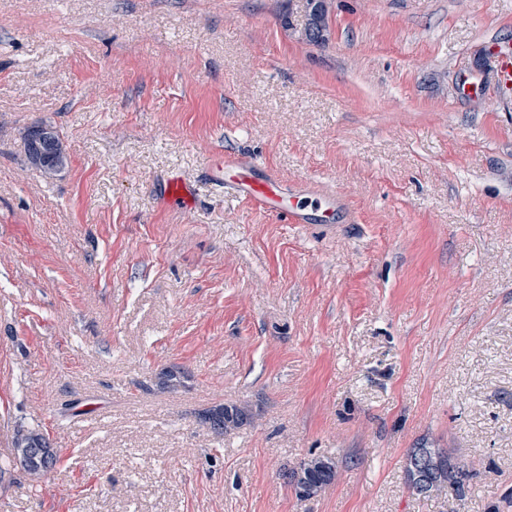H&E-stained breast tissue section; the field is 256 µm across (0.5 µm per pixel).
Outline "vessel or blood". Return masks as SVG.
I'll return each instance as SVG.
<instances>
[{
    "label": "vessel or blood",
    "instance_id": "obj_1",
    "mask_svg": "<svg viewBox=\"0 0 512 512\" xmlns=\"http://www.w3.org/2000/svg\"><path fill=\"white\" fill-rule=\"evenodd\" d=\"M490 51L495 57L494 84L498 93H512V52L502 49L497 44H490ZM211 175L218 183L231 189L239 198L251 207L276 216L288 217L291 223L303 224L308 220V209L312 202H319L322 209L318 220L323 224L333 223L336 213V200L329 195H320L318 200L298 197L290 201L283 200L280 182L274 175L256 177L250 159L238 155H224ZM191 190L180 177L170 178L163 188V199L168 203L190 204Z\"/></svg>",
    "mask_w": 512,
    "mask_h": 512
}]
</instances>
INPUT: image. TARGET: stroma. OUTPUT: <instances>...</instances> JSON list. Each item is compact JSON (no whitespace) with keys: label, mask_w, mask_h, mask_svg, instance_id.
<instances>
[{"label":"stroma","mask_w":512,"mask_h":512,"mask_svg":"<svg viewBox=\"0 0 512 512\" xmlns=\"http://www.w3.org/2000/svg\"><path fill=\"white\" fill-rule=\"evenodd\" d=\"M0 0V460L58 450L0 512H512V101L491 42L512 0ZM69 156L49 177L31 128ZM354 223L291 224L224 192L221 155ZM188 208L162 206L171 174ZM177 365L188 387L158 392ZM248 403L222 436L198 416ZM448 449L463 500L405 483ZM311 456L336 478L301 500ZM61 142L59 143L57 139ZM26 144L30 146L28 159L40 166L44 173L54 175L62 171L67 163V155L62 140L56 136L55 130L46 126H38L26 134ZM58 450L39 428L19 423L14 429L11 459L0 463V481L21 467L29 476H49L56 469ZM335 463L328 457H310L285 473L288 484L298 499L316 497L335 478Z\"/></svg>","instance_id":"35a3bbf8"}]
</instances>
